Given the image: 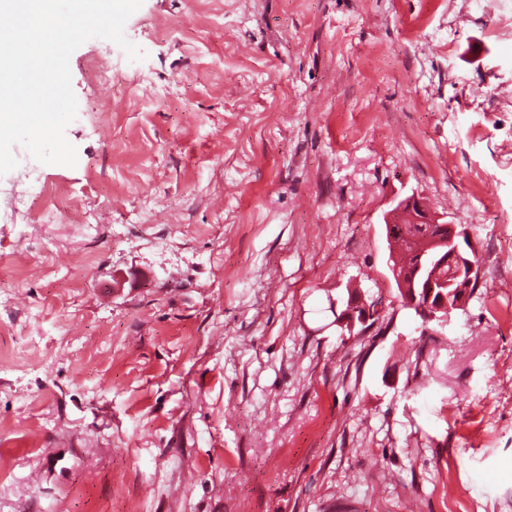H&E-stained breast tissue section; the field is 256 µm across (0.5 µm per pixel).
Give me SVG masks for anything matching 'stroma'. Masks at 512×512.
<instances>
[{
    "mask_svg": "<svg viewBox=\"0 0 512 512\" xmlns=\"http://www.w3.org/2000/svg\"><path fill=\"white\" fill-rule=\"evenodd\" d=\"M492 0H143L0 223V512H512V32ZM116 109L99 108L101 97ZM421 197L480 277L403 307ZM382 317L340 338L333 302ZM19 163L25 170L27 189L24 192H19L13 185L4 188L0 186L1 199L6 200V207L3 210V214L0 211V221L1 219L5 222L12 220L17 204L24 202L25 198L31 201L37 200L45 191L46 186L43 175L31 165L27 158L20 159ZM440 219L429 217L415 196H408L399 200L385 215L384 224L387 239L402 233V238L410 244L397 240L398 258L393 255L390 259H396L391 270L400 297L408 307L417 311L424 323L437 321L443 326L454 310L464 306L471 288L476 287L480 269L476 249L467 229L447 221L440 222ZM404 224H440L442 231L433 237L428 233L413 236L407 232ZM414 249L420 255L418 267L412 272L402 270L397 261L412 266L417 257ZM448 266L449 278L447 275L436 278L435 274H428L430 267H433L430 270L432 274L437 271L435 267L445 269ZM448 288L453 289L447 293ZM453 295H456L454 303L449 300Z\"/></svg>",
    "mask_w": 512,
    "mask_h": 512,
    "instance_id": "1",
    "label": "stroma"
}]
</instances>
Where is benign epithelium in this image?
Segmentation results:
<instances>
[{"instance_id": "benign-epithelium-1", "label": "benign epithelium", "mask_w": 512, "mask_h": 512, "mask_svg": "<svg viewBox=\"0 0 512 512\" xmlns=\"http://www.w3.org/2000/svg\"><path fill=\"white\" fill-rule=\"evenodd\" d=\"M384 224L387 238L402 234L420 255L418 267L408 272L396 264L392 274L407 306L415 309L424 322L436 321L443 325L448 316L464 306L471 288L479 278V264L476 249L467 229L458 224H450L431 217L420 202L408 196L397 202L385 215ZM409 224H438L442 231L436 236L424 234L414 236L407 232ZM450 268V275L437 278L428 274V269ZM379 315L378 305L348 304L337 316V324L353 332L356 327H368V322Z\"/></svg>"}]
</instances>
